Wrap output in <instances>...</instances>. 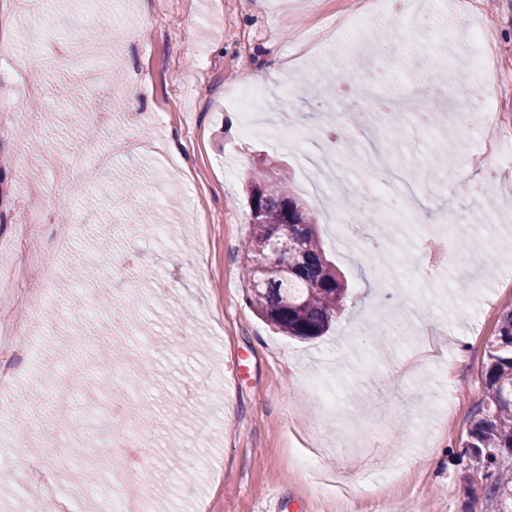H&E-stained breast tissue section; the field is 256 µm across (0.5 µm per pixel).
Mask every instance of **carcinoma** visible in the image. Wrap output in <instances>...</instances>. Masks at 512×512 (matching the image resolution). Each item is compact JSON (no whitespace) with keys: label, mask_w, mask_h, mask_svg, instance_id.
Instances as JSON below:
<instances>
[{"label":"carcinoma","mask_w":512,"mask_h":512,"mask_svg":"<svg viewBox=\"0 0 512 512\" xmlns=\"http://www.w3.org/2000/svg\"><path fill=\"white\" fill-rule=\"evenodd\" d=\"M256 205L261 214L251 222L250 233L242 244L247 304L286 336H320L343 311L347 284L327 258L318 231L303 227L310 213L285 179H277L264 198L256 200ZM276 230L288 232L290 241L302 239V255L288 281L270 268L265 273L269 287H256L250 260ZM464 447L470 449L469 463L480 476L481 494L501 502L502 512H512V484L500 475L501 460L512 457V309L502 314L495 339L489 345L484 395Z\"/></svg>","instance_id":"cac0c4a2"}]
</instances>
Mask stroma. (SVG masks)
<instances>
[{
  "label": "stroma",
  "instance_id": "35a3bbf8",
  "mask_svg": "<svg viewBox=\"0 0 512 512\" xmlns=\"http://www.w3.org/2000/svg\"><path fill=\"white\" fill-rule=\"evenodd\" d=\"M144 32L102 58V84L126 94L129 111L147 114L131 131L89 125L88 87L41 60L77 38L110 40L119 0H0V21L41 11L36 36L0 30L28 58L26 77L0 61V243L34 249L66 235L54 254L48 294L28 324L32 348L11 359L13 394L0 406V512H45L32 470H63L74 512L120 502L112 472L124 431L115 407L144 406L151 424L139 450L150 457L158 512H260L280 494L287 512H499L472 493L479 477L462 448L483 398L482 370L502 312L512 308V170L493 172L488 153L512 154V93L481 62L471 19L492 21L505 69L512 70V0H414V31L398 33V0H381L368 19L372 40L340 28L350 0H135ZM234 20L254 36L240 58L224 34ZM458 41L443 46L446 28ZM391 70L381 85L366 64ZM343 71L354 116L373 101L418 94L431 111L482 103L491 91L501 120L488 137L486 113L449 122L448 136L419 128L410 112L385 129L378 146H354L325 128L323 95L283 92L286 76ZM258 77L268 90L269 121L283 132L242 137L224 105L230 84ZM42 88L25 98V81ZM180 150H172V143ZM391 150L396 167L424 186L423 224L459 230L456 267L437 260L427 292L412 295L417 264L399 260L390 224L377 253L344 246L335 218L364 211L385 171L371 161ZM111 151L112 162L98 156ZM80 154L83 167L67 160ZM275 167L314 212L326 254L347 282L343 313L312 340L277 334L245 302L239 250L251 221L244 178ZM455 179L445 188L442 177ZM53 201L57 213L29 224L23 199ZM470 222L458 226L462 212ZM496 257L485 260L487 241ZM429 336L401 347L378 345L371 324L380 297ZM459 397L444 412L449 389ZM318 455L317 471L299 468Z\"/></svg>",
  "mask_w": 512,
  "mask_h": 512
}]
</instances>
